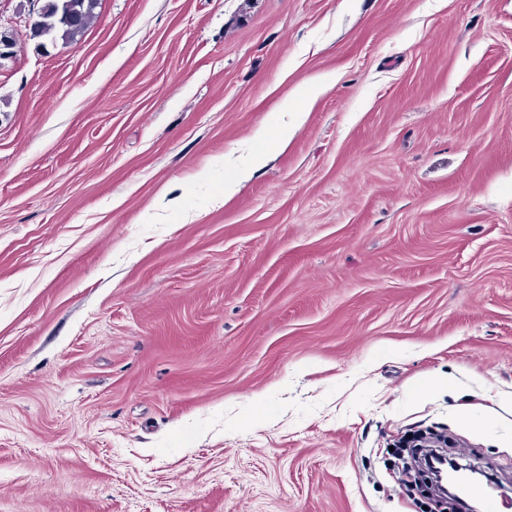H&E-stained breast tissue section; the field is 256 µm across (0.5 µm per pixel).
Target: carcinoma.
Wrapping results in <instances>:
<instances>
[{"label":"carcinoma","instance_id":"cac0c4a2","mask_svg":"<svg viewBox=\"0 0 512 512\" xmlns=\"http://www.w3.org/2000/svg\"><path fill=\"white\" fill-rule=\"evenodd\" d=\"M99 5L100 0H43L38 9L29 11L31 37L44 33L53 41L75 42L96 18Z\"/></svg>","mask_w":512,"mask_h":512}]
</instances>
